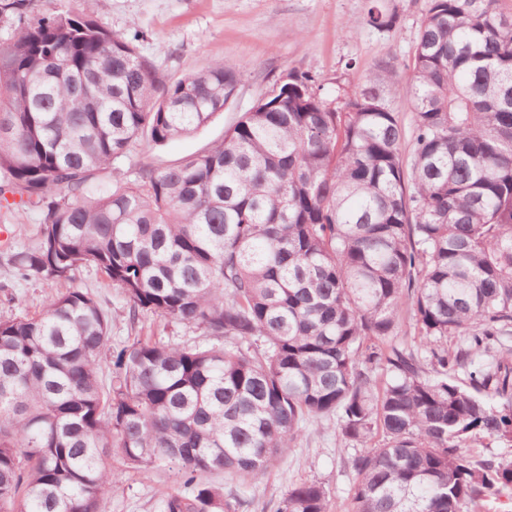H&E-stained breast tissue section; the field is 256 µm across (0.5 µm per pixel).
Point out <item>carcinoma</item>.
I'll return each mask as SVG.
<instances>
[{"mask_svg": "<svg viewBox=\"0 0 512 512\" xmlns=\"http://www.w3.org/2000/svg\"><path fill=\"white\" fill-rule=\"evenodd\" d=\"M95 2L26 20V0H0V200L40 216L10 264L71 282L94 267L130 324L151 313L209 341L137 339L105 387L112 320L88 291L0 320V512H103L114 453L178 467L164 512H240L203 477L257 480L330 415L357 447L350 512L512 499V460L462 454L512 444V15L428 0L406 75L380 64L337 106L291 70L221 141L101 190L140 143L223 112L242 68L172 80ZM401 79L407 158L385 97ZM275 512L331 508L302 482Z\"/></svg>", "mask_w": 512, "mask_h": 512, "instance_id": "1", "label": "carcinoma"}]
</instances>
